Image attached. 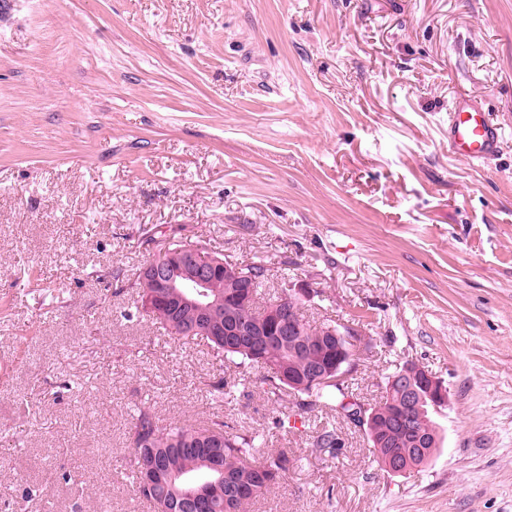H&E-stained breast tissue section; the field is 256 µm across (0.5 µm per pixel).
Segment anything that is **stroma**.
Here are the masks:
<instances>
[{
    "mask_svg": "<svg viewBox=\"0 0 512 512\" xmlns=\"http://www.w3.org/2000/svg\"><path fill=\"white\" fill-rule=\"evenodd\" d=\"M0 15V512H154L123 471L137 407L287 449L250 512H512V0H13ZM504 123L448 153V106ZM208 235L353 329L358 398L409 361L441 443L404 476L327 408L293 431L263 369L125 319L121 286ZM238 382L234 401L213 393ZM335 430L341 448L313 447ZM71 474L64 483L63 474Z\"/></svg>",
    "mask_w": 512,
    "mask_h": 512,
    "instance_id": "obj_1",
    "label": "stroma"
}]
</instances>
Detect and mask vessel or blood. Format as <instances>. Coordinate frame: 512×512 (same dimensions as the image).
<instances>
[{"label": "vessel or blood", "instance_id": "vessel-or-blood-1", "mask_svg": "<svg viewBox=\"0 0 512 512\" xmlns=\"http://www.w3.org/2000/svg\"><path fill=\"white\" fill-rule=\"evenodd\" d=\"M503 128L482 108L456 101L448 110V151L457 158L480 165L499 149Z\"/></svg>", "mask_w": 512, "mask_h": 512}]
</instances>
